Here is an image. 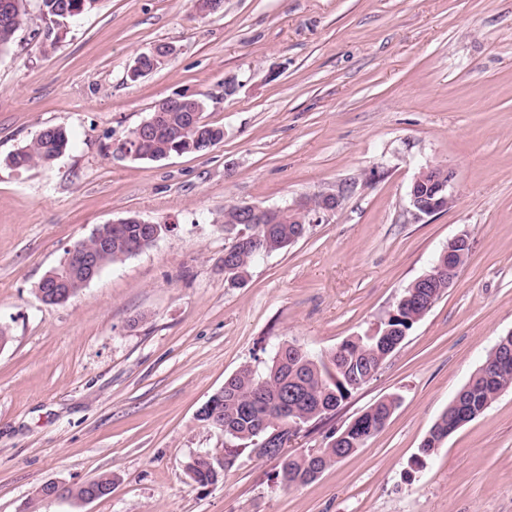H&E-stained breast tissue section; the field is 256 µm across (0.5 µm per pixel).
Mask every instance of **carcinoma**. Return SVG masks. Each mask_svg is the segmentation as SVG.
<instances>
[{
    "label": "carcinoma",
    "mask_w": 512,
    "mask_h": 512,
    "mask_svg": "<svg viewBox=\"0 0 512 512\" xmlns=\"http://www.w3.org/2000/svg\"><path fill=\"white\" fill-rule=\"evenodd\" d=\"M98 3L99 0H40V24L34 36L42 50L55 48L64 22L71 21L69 12L77 9L89 13ZM5 7L9 25L0 29V51L7 48L19 29L32 22L27 0H0V9ZM165 116L163 123L138 141V159L158 160L179 151L197 153L198 143L205 137L217 145L224 140L223 127L204 122L200 115L193 123L183 107L171 108ZM68 145L64 128H44L12 153L9 163L17 169L49 164L64 154ZM233 218L235 207H225L224 252L228 254L229 270L224 272V281L233 286L244 283L257 258L287 250L293 245L292 237L309 228L296 221L234 224ZM140 235L139 225H125L121 235L112 237V250L101 256L100 267L121 263L134 255L131 244ZM447 289L448 259L439 256L425 274L404 290L373 333L351 338L353 351L335 348L315 355L301 345L284 343L274 351L265 373L259 375L251 366L244 365L226 379L216 408L199 420L256 451L257 456L277 460L275 479L280 488L291 490L315 481V470L325 471L337 463L338 454H354L376 436L398 407V398L377 401L344 430L331 433L316 457L308 451L271 454L268 449L290 440L297 434L296 428L312 425L336 411L354 391L372 380L414 324L427 313L426 303L438 301ZM508 389H512V333L499 337L495 349L458 393L457 414L471 422ZM454 432L448 423V413H443L429 430V440L422 442L420 453L432 455L436 448L431 442L441 445ZM186 469L195 483L205 486L218 481L224 464L208 453H198L190 457Z\"/></svg>",
    "instance_id": "carcinoma-1"
}]
</instances>
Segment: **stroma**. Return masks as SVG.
<instances>
[{
	"mask_svg": "<svg viewBox=\"0 0 512 512\" xmlns=\"http://www.w3.org/2000/svg\"><path fill=\"white\" fill-rule=\"evenodd\" d=\"M159 43L177 52L139 80ZM234 83L225 94V83ZM205 102L223 142L137 160L112 147L162 99ZM66 128L52 164L9 154ZM426 165L453 171L456 201L414 220ZM342 191L288 251L224 280V207H279ZM136 216L168 225L152 247L105 267L78 294L36 289L76 241ZM469 258L370 382L292 451L323 447L376 401L384 429L313 483L277 486V462L225 438L200 408L278 344L315 353L371 331L450 238ZM0 512H512V389L419 448L512 332V0H100L54 50L32 28L0 53ZM229 459L196 484L195 453ZM107 473L89 503L49 500Z\"/></svg>",
	"mask_w": 512,
	"mask_h": 512,
	"instance_id": "1",
	"label": "stroma"
}]
</instances>
